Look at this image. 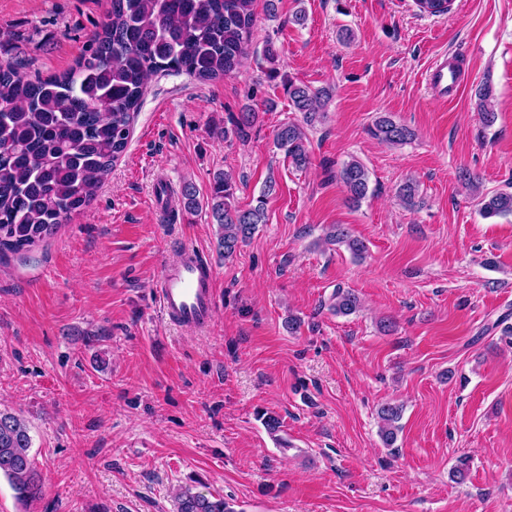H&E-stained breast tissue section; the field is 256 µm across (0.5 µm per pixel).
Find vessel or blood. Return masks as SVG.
Returning <instances> with one entry per match:
<instances>
[{
	"label": "vessel or blood",
	"instance_id": "b4317fda",
	"mask_svg": "<svg viewBox=\"0 0 512 512\" xmlns=\"http://www.w3.org/2000/svg\"><path fill=\"white\" fill-rule=\"evenodd\" d=\"M426 80L435 96L445 101L457 94L461 75L441 58L431 64ZM215 283V273L199 251L184 247L178 261L164 269L155 285L162 315L177 326L208 327L216 306Z\"/></svg>",
	"mask_w": 512,
	"mask_h": 512
}]
</instances>
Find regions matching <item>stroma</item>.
<instances>
[{"mask_svg":"<svg viewBox=\"0 0 512 512\" xmlns=\"http://www.w3.org/2000/svg\"><path fill=\"white\" fill-rule=\"evenodd\" d=\"M111 9L0 0V58L23 59L29 80L68 71ZM254 9L237 75H155L91 205L26 259L0 261V411L27 422L45 481L26 508L1 477L0 512H174L192 474L237 512H512V215L483 219L463 179L485 194L512 188V0H455L441 17L413 0H277L273 18L265 0ZM444 53L463 79L447 103L426 84ZM289 78L332 94L307 132L304 170L274 145L280 125L301 119ZM486 81L489 127L475 97ZM247 105L259 112L249 137H225ZM384 113L414 139L371 136ZM353 157L370 176L356 205L335 178ZM221 170L242 207L277 182L266 223L228 259L206 212L150 203L157 175L204 197ZM409 179L413 208L396 196ZM334 224L366 244L364 258L322 244ZM186 243L216 272L204 331L166 321L154 292ZM339 286L359 294V313L330 310ZM387 402L403 406L390 448L377 418Z\"/></svg>","mask_w":512,"mask_h":512,"instance_id":"obj_1","label":"stroma"}]
</instances>
